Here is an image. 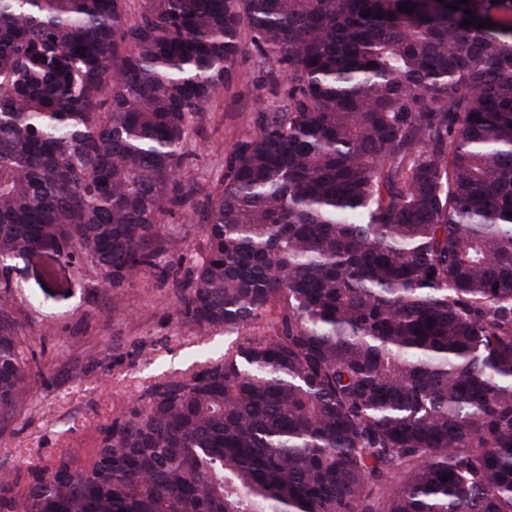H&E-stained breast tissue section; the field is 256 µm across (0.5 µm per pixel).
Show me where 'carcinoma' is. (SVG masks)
<instances>
[{
    "instance_id": "1",
    "label": "carcinoma",
    "mask_w": 512,
    "mask_h": 512,
    "mask_svg": "<svg viewBox=\"0 0 512 512\" xmlns=\"http://www.w3.org/2000/svg\"><path fill=\"white\" fill-rule=\"evenodd\" d=\"M134 2L0 0V263L158 267L246 34L289 89L181 282L234 340L91 462L0 477V512H512V0ZM12 304L4 277L0 409L26 392Z\"/></svg>"
}]
</instances>
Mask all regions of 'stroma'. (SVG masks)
Listing matches in <instances>:
<instances>
[{"label":"stroma","mask_w":512,"mask_h":512,"mask_svg":"<svg viewBox=\"0 0 512 512\" xmlns=\"http://www.w3.org/2000/svg\"><path fill=\"white\" fill-rule=\"evenodd\" d=\"M287 89L277 60L245 47L230 89L192 125L188 172L195 183L212 184L243 134ZM164 230L181 240L165 261L187 271L203 244L195 213L176 212ZM7 277L18 333L35 354L24 400L0 411V474L21 485L60 456L91 458L103 427L139 408L152 385L202 368L228 341L223 329L184 320L181 289L154 272L112 288L98 270L38 255L9 261Z\"/></svg>","instance_id":"1"}]
</instances>
